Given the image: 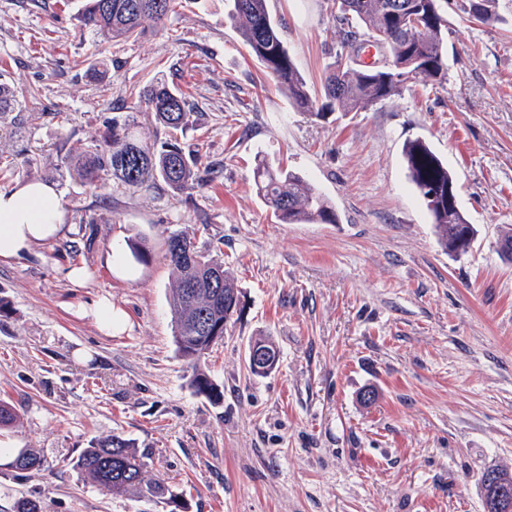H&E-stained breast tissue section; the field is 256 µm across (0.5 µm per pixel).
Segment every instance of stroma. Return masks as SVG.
<instances>
[{
    "instance_id": "obj_1",
    "label": "stroma",
    "mask_w": 512,
    "mask_h": 512,
    "mask_svg": "<svg viewBox=\"0 0 512 512\" xmlns=\"http://www.w3.org/2000/svg\"><path fill=\"white\" fill-rule=\"evenodd\" d=\"M448 0L445 84H407L364 112L315 121L254 61L225 0H182L139 38L81 27V0H0V189L52 184L68 213L58 238L0 260V398L19 414L0 429V512L15 498L44 512H169L83 483L67 465L91 439L119 434L188 512H482L484 471H512V0L499 23ZM309 88L336 51V0H268ZM173 82L195 105L179 140L215 177L192 196L165 184L91 186L75 160L112 119L146 139L164 128L126 91ZM423 138L448 165L476 235L446 253L413 187L403 145ZM265 157L312 183L335 224H281L254 182ZM220 240L243 310L191 364L173 341L165 241ZM145 241L132 267L110 250ZM88 271L84 284L66 276ZM112 302L111 331L91 308ZM258 336L280 351L251 374ZM203 370L224 397L195 392ZM42 471L16 469L20 449Z\"/></svg>"
}]
</instances>
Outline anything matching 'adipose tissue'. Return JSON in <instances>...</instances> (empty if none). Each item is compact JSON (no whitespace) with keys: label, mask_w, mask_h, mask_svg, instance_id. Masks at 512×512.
Listing matches in <instances>:
<instances>
[{"label":"adipose tissue","mask_w":512,"mask_h":512,"mask_svg":"<svg viewBox=\"0 0 512 512\" xmlns=\"http://www.w3.org/2000/svg\"><path fill=\"white\" fill-rule=\"evenodd\" d=\"M66 218L59 194L48 183L26 181L0 190V259L21 257L58 237Z\"/></svg>","instance_id":"adipose-tissue-1"}]
</instances>
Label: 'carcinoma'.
Segmentation results:
<instances>
[{
    "label": "carcinoma",
    "instance_id": "carcinoma-1",
    "mask_svg": "<svg viewBox=\"0 0 512 512\" xmlns=\"http://www.w3.org/2000/svg\"><path fill=\"white\" fill-rule=\"evenodd\" d=\"M229 15L238 24L244 45L288 91V101L315 119L336 112H360L399 94L408 83L448 81V20L443 0H337L338 41L334 61L326 67L321 92L307 87L295 68L271 16L267 0H230ZM176 0H86L79 18L88 29L112 39H136L149 19L162 22ZM469 18L492 25L500 21L497 0H467ZM381 43L387 53L379 62L356 63L355 51L366 42ZM129 98L167 129L168 139L147 141L131 124L112 118V131L103 146L78 163L80 175L97 187L102 176L129 187L162 181L173 193L192 192L205 184L200 157H186L175 132L188 125L193 109L174 86L157 81L143 93ZM403 153L411 183L422 195L435 235L448 253L465 252L475 228L461 212L453 177L428 144L415 138ZM258 194L281 224H337L330 200L303 177L265 159L254 171ZM165 258L175 273L170 306L174 317L173 339L177 352L197 363L224 338V327L241 314V292L224 270L219 254H205L188 237L173 232L166 240ZM196 390L217 402L223 397L210 378L195 374ZM147 454L118 434L97 438L69 462L93 487L116 496L133 494L172 505L183 512V495L162 480L149 476ZM15 466L38 470L40 456L31 450L17 453ZM11 512H43L40 501L21 496Z\"/></svg>",
    "mask_w": 512,
    "mask_h": 512
}]
</instances>
